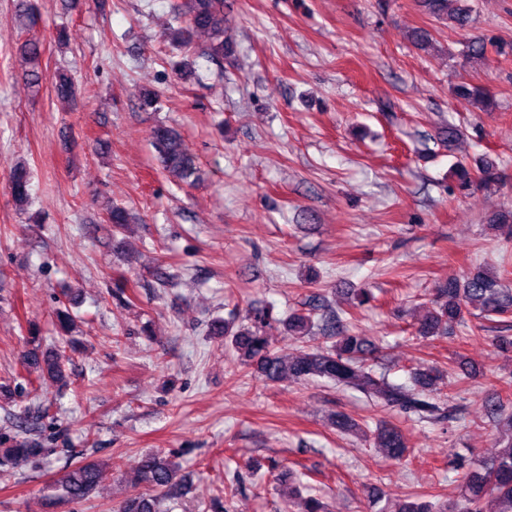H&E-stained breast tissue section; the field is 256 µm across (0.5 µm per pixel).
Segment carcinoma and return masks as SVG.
I'll list each match as a JSON object with an SVG mask.
<instances>
[{
  "mask_svg": "<svg viewBox=\"0 0 512 512\" xmlns=\"http://www.w3.org/2000/svg\"><path fill=\"white\" fill-rule=\"evenodd\" d=\"M418 3L424 14L436 20H446L459 30L468 29L472 23L471 10L466 5L458 6L450 14L448 0H418ZM170 8L177 26L169 29L168 34L178 47L192 52L195 39L203 36L205 44L201 57L220 63L236 56V44L226 35L229 18L224 12V0H173ZM411 41L422 50L434 45L432 31L424 27L412 30ZM489 45L491 42L484 37H471L465 43V57L478 60L487 52ZM17 53L27 64L22 77L31 86L39 85L43 77L40 41L36 38L26 40L18 47ZM53 88L56 97L63 102L73 101L77 94L73 80L65 70L56 72ZM453 93L480 103L486 110L494 108L492 95L481 84L461 82L453 87ZM151 138L162 169L178 182L193 181L197 172L195 156L181 134L175 128L160 123L151 128ZM452 173L460 191L487 186L498 179L496 162L488 157L475 168L458 160L452 165ZM9 188L16 206L21 208L30 203V173L26 166L14 167ZM128 221V212L118 205L107 212V222L114 233L124 232ZM491 227L505 238L512 239V210L494 215ZM315 309L320 311L317 322L311 312L303 310L283 320L288 335L300 342L299 349L291 356L281 355L266 335L267 309L251 312L249 325L238 324L234 319L215 320L211 323L210 334L224 337V342L236 354L238 363L268 381L323 379L358 391L374 404L394 409L414 422L444 425L449 414L445 406L448 382L443 369L437 365L419 367L411 372L409 383H393L369 364L375 349L370 337L359 331L341 330L339 312L322 304ZM474 310L485 319L512 315V289L507 279L478 270L461 282L448 280L435 289L434 306L417 322L413 335H448L455 326L463 323L465 315L472 314ZM316 327L323 333H336L332 348L326 349L311 342ZM68 361L60 349H33L23 355L24 365L29 373L37 374L40 384L46 380L67 384ZM485 408L497 429L495 445L498 451L488 459L474 461L462 473L460 493L453 503L452 512H486L484 500L487 498L496 502L495 512H512V413H504L498 398L486 400ZM374 439L387 458L398 462L406 458L407 443L398 428L382 425L374 432ZM45 455L46 449L20 440L13 447L0 451V466L25 465ZM106 479L107 469L101 463L79 461L50 486V492L45 495V505L49 509H57L85 500ZM134 481L144 485L147 493L120 502L116 512H164L163 502L182 495L184 488L178 479V466L157 453H148L141 458L134 472ZM291 503L295 506L294 512H325L320 498L310 493L304 496L299 489L291 492Z\"/></svg>",
  "mask_w": 512,
  "mask_h": 512,
  "instance_id": "1",
  "label": "carcinoma"
}]
</instances>
